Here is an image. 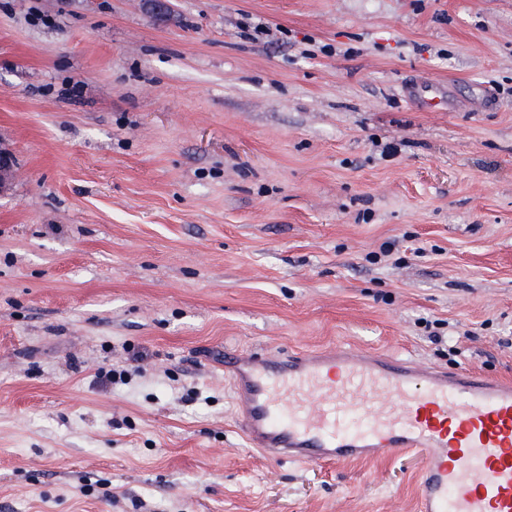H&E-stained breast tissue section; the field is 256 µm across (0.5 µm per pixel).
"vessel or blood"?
Returning a JSON list of instances; mask_svg holds the SVG:
<instances>
[{
  "mask_svg": "<svg viewBox=\"0 0 512 512\" xmlns=\"http://www.w3.org/2000/svg\"><path fill=\"white\" fill-rule=\"evenodd\" d=\"M237 422L274 459L420 452V512H512V381L330 346L224 351Z\"/></svg>",
  "mask_w": 512,
  "mask_h": 512,
  "instance_id": "vessel-or-blood-1",
  "label": "vessel or blood"
}]
</instances>
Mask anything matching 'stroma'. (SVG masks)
<instances>
[{
    "label": "stroma",
    "instance_id": "stroma-1",
    "mask_svg": "<svg viewBox=\"0 0 512 512\" xmlns=\"http://www.w3.org/2000/svg\"><path fill=\"white\" fill-rule=\"evenodd\" d=\"M170 4L0 0V512H418L251 447L224 349L512 379V0Z\"/></svg>",
    "mask_w": 512,
    "mask_h": 512
}]
</instances>
